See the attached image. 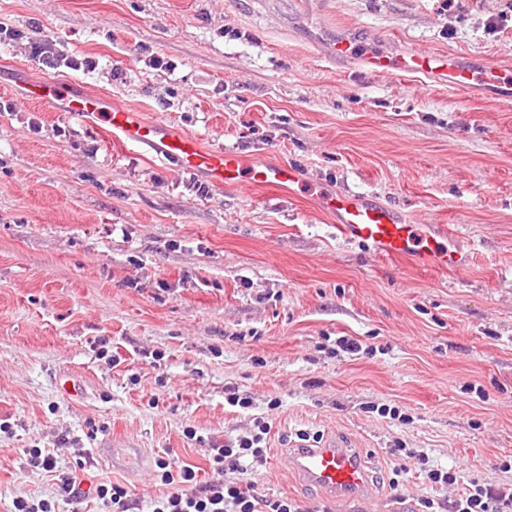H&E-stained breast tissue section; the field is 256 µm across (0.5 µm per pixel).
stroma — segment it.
I'll list each match as a JSON object with an SVG mask.
<instances>
[{"instance_id": "35a3bbf8", "label": "stroma", "mask_w": 512, "mask_h": 512, "mask_svg": "<svg viewBox=\"0 0 512 512\" xmlns=\"http://www.w3.org/2000/svg\"><path fill=\"white\" fill-rule=\"evenodd\" d=\"M0 22L25 35L0 46V98L17 103L0 113V512L19 497L100 512L95 496L60 498L73 471L151 512L168 492L159 458L211 480L212 444L258 418L269 455L250 477L269 498L323 501L282 463L300 429L367 449L378 497L351 512L457 497L415 468L390 485L399 443L512 487V107L365 74L319 44L347 30L512 68V0H0ZM28 38L97 62L55 77L211 147L295 163L306 184L378 194L415 223L446 225L473 264L374 256L301 192L196 193L154 153L17 100L18 82L46 73ZM62 375L87 397H65ZM229 388L250 408L229 406ZM382 404L405 421L379 416ZM115 434L148 467L93 460ZM28 448L50 452L55 471L30 467Z\"/></svg>"}]
</instances>
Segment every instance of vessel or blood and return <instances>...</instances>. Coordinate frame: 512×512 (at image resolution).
<instances>
[{
	"label": "vessel or blood",
	"instance_id": "obj_1",
	"mask_svg": "<svg viewBox=\"0 0 512 512\" xmlns=\"http://www.w3.org/2000/svg\"><path fill=\"white\" fill-rule=\"evenodd\" d=\"M329 58L361 61L364 71L398 77L420 75L446 84L462 94L475 92L503 105L512 104V71L491 61L471 63L445 54L414 49L391 52L353 36L332 39ZM18 97L40 105H51L80 119L86 126L111 130L124 146L149 148L186 173L205 176L219 186L249 182L253 188H277L295 192L303 185L299 170L288 163L267 159L262 152L203 148L198 138L161 123L132 107L110 105L97 93L75 88L73 83L50 76L25 81ZM315 209L333 216L341 237L367 245L375 253L408 256L439 268L463 270L472 263L470 248L450 239L438 224H415L393 206L376 197L321 188L312 191ZM288 467L341 506L361 501L371 503L373 476L365 451L347 447L331 437L308 448L289 449Z\"/></svg>",
	"mask_w": 512,
	"mask_h": 512
}]
</instances>
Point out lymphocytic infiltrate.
<instances>
[{
	"label": "lymphocytic infiltrate",
	"mask_w": 512,
	"mask_h": 512,
	"mask_svg": "<svg viewBox=\"0 0 512 512\" xmlns=\"http://www.w3.org/2000/svg\"><path fill=\"white\" fill-rule=\"evenodd\" d=\"M268 432V426L260 420L253 434L213 446L210 463L216 478L205 483L199 482L191 467H177L170 460L159 459L157 477L171 491L155 501L152 512H310L292 498H265L246 480L248 468L267 459ZM418 465L432 486H464L462 494L445 506L428 497L421 499L420 512H512V488L495 486L487 479L465 477L456 468L430 467L423 456L419 457Z\"/></svg>",
	"instance_id": "obj_1"
}]
</instances>
